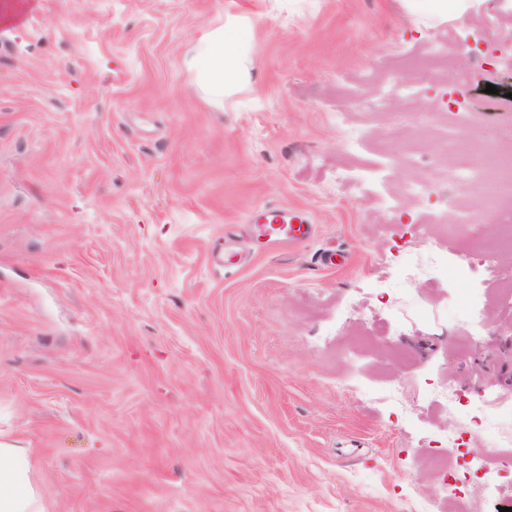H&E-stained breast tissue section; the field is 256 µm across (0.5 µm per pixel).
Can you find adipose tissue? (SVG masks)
I'll list each match as a JSON object with an SVG mask.
<instances>
[{"mask_svg": "<svg viewBox=\"0 0 512 512\" xmlns=\"http://www.w3.org/2000/svg\"><path fill=\"white\" fill-rule=\"evenodd\" d=\"M254 34L246 16L228 13L223 22L205 27L184 56V68L195 76L214 107H223L226 99L254 83L250 60ZM0 512H48L32 479L27 450L2 441Z\"/></svg>", "mask_w": 512, "mask_h": 512, "instance_id": "obj_1", "label": "adipose tissue"}]
</instances>
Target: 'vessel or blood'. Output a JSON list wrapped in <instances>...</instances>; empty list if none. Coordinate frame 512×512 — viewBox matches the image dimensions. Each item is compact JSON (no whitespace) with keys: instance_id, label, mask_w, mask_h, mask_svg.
I'll return each instance as SVG.
<instances>
[{"instance_id":"1","label":"vessel or blood","mask_w":512,"mask_h":512,"mask_svg":"<svg viewBox=\"0 0 512 512\" xmlns=\"http://www.w3.org/2000/svg\"><path fill=\"white\" fill-rule=\"evenodd\" d=\"M245 221L249 226L245 251L257 255L305 242L317 231L306 210L278 203L250 210Z\"/></svg>"}]
</instances>
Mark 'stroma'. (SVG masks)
<instances>
[{
	"mask_svg": "<svg viewBox=\"0 0 512 512\" xmlns=\"http://www.w3.org/2000/svg\"><path fill=\"white\" fill-rule=\"evenodd\" d=\"M228 12L254 24L257 79L219 110L181 59ZM511 27L512 0L449 21L404 0H0V438L50 512L512 508L481 424L512 415L501 281L386 285L408 253L467 264L472 229L489 245L512 213L455 159H406L512 138ZM464 32L468 98L422 68ZM271 200L317 236L211 265Z\"/></svg>",
	"mask_w": 512,
	"mask_h": 512,
	"instance_id": "1",
	"label": "stroma"
}]
</instances>
